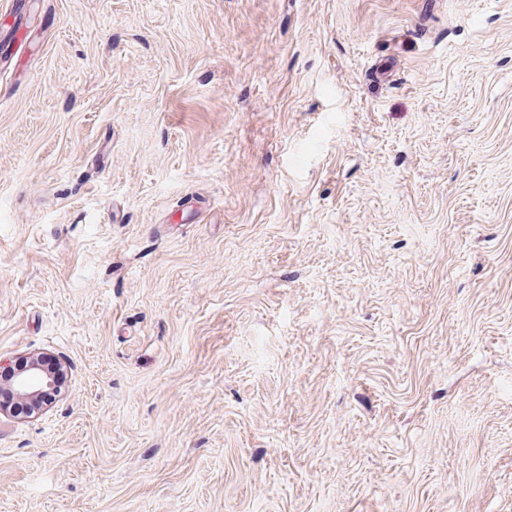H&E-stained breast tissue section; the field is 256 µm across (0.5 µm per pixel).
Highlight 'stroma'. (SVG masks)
Segmentation results:
<instances>
[{
	"label": "stroma",
	"instance_id": "1",
	"mask_svg": "<svg viewBox=\"0 0 512 512\" xmlns=\"http://www.w3.org/2000/svg\"><path fill=\"white\" fill-rule=\"evenodd\" d=\"M0 512H512V0L0 7ZM60 367L64 366L57 358L45 355L22 358L18 365L14 362L2 366L0 361V372L8 374L15 394L28 406V414L32 412V415L46 404L51 406L61 393Z\"/></svg>",
	"mask_w": 512,
	"mask_h": 512
}]
</instances>
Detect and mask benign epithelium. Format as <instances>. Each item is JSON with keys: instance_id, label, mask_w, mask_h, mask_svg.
Returning <instances> with one entry per match:
<instances>
[{"instance_id": "1", "label": "benign epithelium", "mask_w": 512, "mask_h": 512, "mask_svg": "<svg viewBox=\"0 0 512 512\" xmlns=\"http://www.w3.org/2000/svg\"><path fill=\"white\" fill-rule=\"evenodd\" d=\"M61 367L57 358L38 355L7 366L0 365V372L8 374L15 394L28 406V412L35 414L44 405H52L54 398L61 393Z\"/></svg>"}]
</instances>
